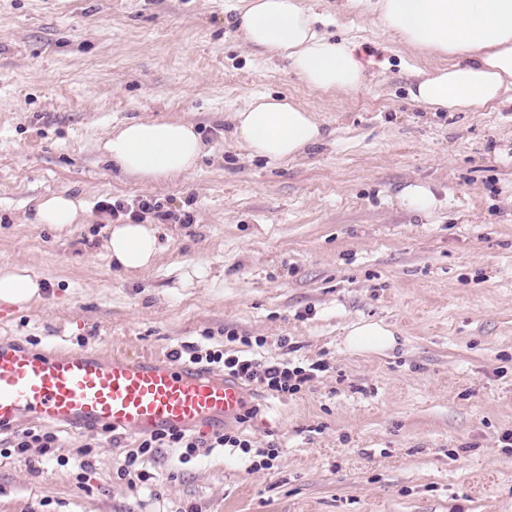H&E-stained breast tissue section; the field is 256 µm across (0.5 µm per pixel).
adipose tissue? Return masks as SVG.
I'll use <instances>...</instances> for the list:
<instances>
[{
    "instance_id": "obj_1",
    "label": "adipose tissue",
    "mask_w": 512,
    "mask_h": 512,
    "mask_svg": "<svg viewBox=\"0 0 512 512\" xmlns=\"http://www.w3.org/2000/svg\"><path fill=\"white\" fill-rule=\"evenodd\" d=\"M407 48L444 57L445 65L419 72L412 101L430 112H481L512 93V0H351ZM303 0H246L236 23L245 44L268 61L284 62L310 89L355 90L367 82L372 63L360 46L315 27ZM234 138L251 155L288 161L323 141L313 112L288 97L259 95L234 115ZM100 149L122 174L142 181L171 180L195 170L204 155L193 123L131 120L109 133ZM89 214L84 198L53 194L36 205L34 223L63 229ZM105 248L125 272L149 269L161 251L151 223L111 225ZM40 296L29 269L0 265V306H25ZM345 342L354 351H383L393 331L376 321L350 326Z\"/></svg>"
}]
</instances>
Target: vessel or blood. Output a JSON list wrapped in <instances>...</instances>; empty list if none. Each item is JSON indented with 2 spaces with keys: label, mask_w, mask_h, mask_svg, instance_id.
<instances>
[{
  "label": "vessel or blood",
  "mask_w": 512,
  "mask_h": 512,
  "mask_svg": "<svg viewBox=\"0 0 512 512\" xmlns=\"http://www.w3.org/2000/svg\"><path fill=\"white\" fill-rule=\"evenodd\" d=\"M246 407L240 382L185 361L0 341V428L30 418L112 433L190 430L237 418Z\"/></svg>",
  "instance_id": "obj_1"
}]
</instances>
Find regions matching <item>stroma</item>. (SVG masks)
Segmentation results:
<instances>
[{"label": "stroma", "instance_id": "stroma-1", "mask_svg": "<svg viewBox=\"0 0 512 512\" xmlns=\"http://www.w3.org/2000/svg\"><path fill=\"white\" fill-rule=\"evenodd\" d=\"M319 29L379 62L354 92L309 89L244 45L242 0H0V262L30 269L40 300L0 306V339L129 358L185 343L323 372L295 394L249 387L224 428L276 447L271 468L216 448L161 449L126 472L132 434L41 424L50 452L11 454L0 432V512H512V101L427 112L415 71L435 65L345 0H305ZM288 95L327 140L296 159L250 157L229 117ZM131 119L195 124L192 173L147 184L98 149ZM420 183L434 207L400 192ZM66 192L90 206L60 230L32 223ZM148 199L163 249L128 274L104 248L103 203ZM192 223H182L183 214ZM364 318L396 330L383 353L343 340Z\"/></svg>", "mask_w": 512, "mask_h": 512}]
</instances>
